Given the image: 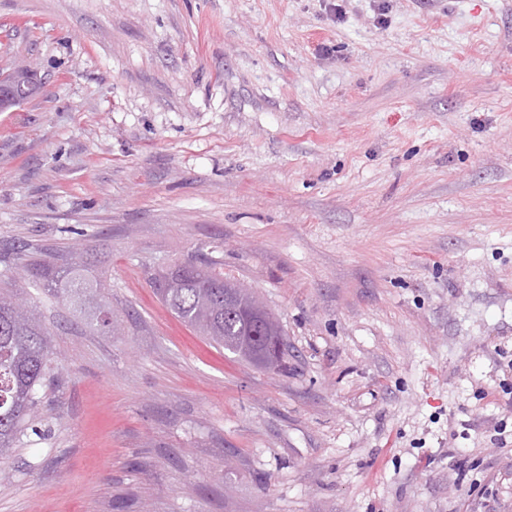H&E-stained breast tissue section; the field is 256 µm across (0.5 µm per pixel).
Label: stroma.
I'll return each mask as SVG.
<instances>
[{
	"label": "stroma",
	"instance_id": "35a3bbf8",
	"mask_svg": "<svg viewBox=\"0 0 512 512\" xmlns=\"http://www.w3.org/2000/svg\"><path fill=\"white\" fill-rule=\"evenodd\" d=\"M0 283L53 375L0 512H512V0H0ZM205 257L286 373L175 318ZM23 74L25 77L19 78L17 75ZM8 74H1L0 75V111L3 112L4 108L1 107V104L4 106L9 105V103L13 102L15 99L18 98V91H25L27 92V89L33 86V84L36 82V74L27 68H20L12 71L9 75L13 76V85L11 86L10 83H5L4 79ZM31 93L28 94H22L19 96V98L16 101V105H18L22 100L29 97ZM3 102V103H2ZM13 106V107H14ZM89 265L88 259L84 260L82 255H71L69 261L62 266L45 261L25 271L30 276L42 280L43 288L48 295L65 301H79L81 308L83 306L85 310L90 309L89 316L93 320L102 322V325L112 332V319L103 314L101 304L94 302L100 288H105V284L97 279H88L85 272L88 271ZM102 314L104 318L100 317Z\"/></svg>",
	"mask_w": 512,
	"mask_h": 512
}]
</instances>
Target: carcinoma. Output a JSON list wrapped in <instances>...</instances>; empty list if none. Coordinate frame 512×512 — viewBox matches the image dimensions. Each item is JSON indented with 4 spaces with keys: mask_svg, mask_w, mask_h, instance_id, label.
Masks as SVG:
<instances>
[{
    "mask_svg": "<svg viewBox=\"0 0 512 512\" xmlns=\"http://www.w3.org/2000/svg\"><path fill=\"white\" fill-rule=\"evenodd\" d=\"M90 262L70 256L57 266L50 262L27 270L39 278L48 295L76 300L89 316L110 328L95 302L105 284L86 276ZM232 280L209 264L187 261L154 277V290L170 312L186 326L216 346L262 369L284 366L281 328L270 331L261 320L245 311L224 312V294ZM49 332L40 319L18 298V289L0 291V464L8 459L23 432L25 420L34 414L37 390L49 374Z\"/></svg>",
    "mask_w": 512,
    "mask_h": 512,
    "instance_id": "cac0c4a2",
    "label": "carcinoma"
}]
</instances>
